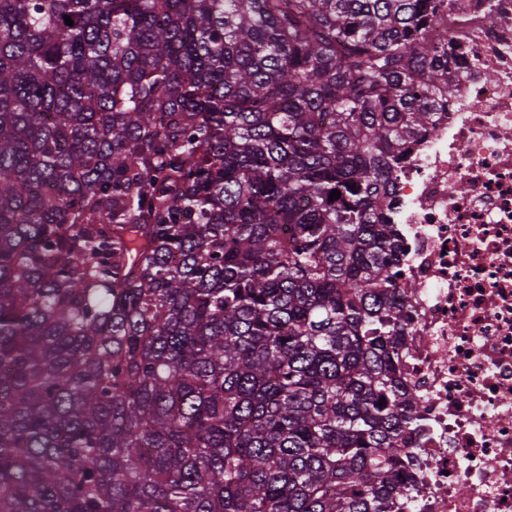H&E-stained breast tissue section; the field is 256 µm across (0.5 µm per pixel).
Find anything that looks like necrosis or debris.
Returning <instances> with one entry per match:
<instances>
[{"label": "necrosis or debris", "instance_id": "1", "mask_svg": "<svg viewBox=\"0 0 512 512\" xmlns=\"http://www.w3.org/2000/svg\"><path fill=\"white\" fill-rule=\"evenodd\" d=\"M435 37L449 92L394 182L411 512H512V0H458Z\"/></svg>", "mask_w": 512, "mask_h": 512}]
</instances>
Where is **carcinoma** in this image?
Wrapping results in <instances>:
<instances>
[{
  "mask_svg": "<svg viewBox=\"0 0 512 512\" xmlns=\"http://www.w3.org/2000/svg\"><path fill=\"white\" fill-rule=\"evenodd\" d=\"M454 10L0 0V512H408L392 184Z\"/></svg>",
  "mask_w": 512,
  "mask_h": 512,
  "instance_id": "cac0c4a2",
  "label": "carcinoma"
}]
</instances>
